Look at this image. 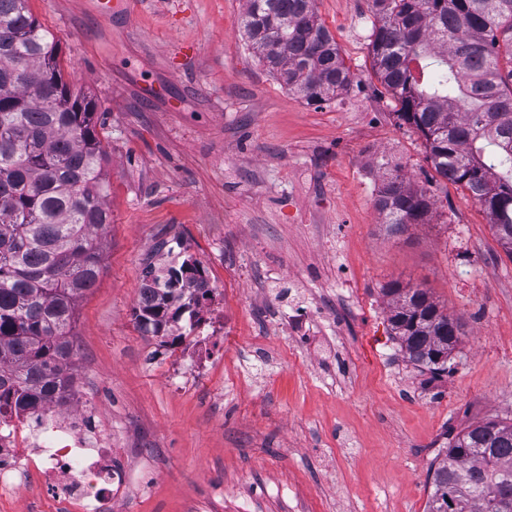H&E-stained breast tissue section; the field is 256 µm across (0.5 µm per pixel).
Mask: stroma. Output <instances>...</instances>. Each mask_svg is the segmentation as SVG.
<instances>
[{
  "label": "stroma",
  "instance_id": "stroma-1",
  "mask_svg": "<svg viewBox=\"0 0 512 512\" xmlns=\"http://www.w3.org/2000/svg\"><path fill=\"white\" fill-rule=\"evenodd\" d=\"M92 98L112 222L76 307L74 401L112 434L123 481L105 512H426L450 435L512 423V258L485 212L442 180L372 69L373 0H316L352 81L309 104L251 52L246 0H30ZM387 169H379V161ZM428 189L429 221L395 234L384 172ZM197 260L222 287L206 375L137 317L143 273ZM431 289L464 334L441 377L409 362L383 289ZM312 311L310 341L291 332Z\"/></svg>",
  "mask_w": 512,
  "mask_h": 512
}]
</instances>
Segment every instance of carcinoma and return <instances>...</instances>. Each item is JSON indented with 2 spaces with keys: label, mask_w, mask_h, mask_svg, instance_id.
Instances as JSON below:
<instances>
[{
  "label": "carcinoma",
  "mask_w": 512,
  "mask_h": 512,
  "mask_svg": "<svg viewBox=\"0 0 512 512\" xmlns=\"http://www.w3.org/2000/svg\"><path fill=\"white\" fill-rule=\"evenodd\" d=\"M372 67L397 101L398 125L419 132L437 175L489 217L512 258V0H374ZM249 47L308 103L351 81L314 0H247ZM96 104L64 80L59 43L29 9L0 0V413L63 403L77 300L98 281L101 231L112 223ZM384 223L424 224L434 200L400 174L382 180ZM408 360L435 376L462 335L427 288H384ZM197 262L161 279L146 272L137 318L154 333L162 309L206 296ZM427 512H495L512 504V423L471 424L430 470Z\"/></svg>",
  "instance_id": "1"
}]
</instances>
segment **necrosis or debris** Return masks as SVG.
<instances>
[{"instance_id": "obj_1", "label": "necrosis or debris", "mask_w": 512, "mask_h": 512, "mask_svg": "<svg viewBox=\"0 0 512 512\" xmlns=\"http://www.w3.org/2000/svg\"><path fill=\"white\" fill-rule=\"evenodd\" d=\"M95 407L50 404L0 419V490L37 480L67 512H102L118 476Z\"/></svg>"}]
</instances>
